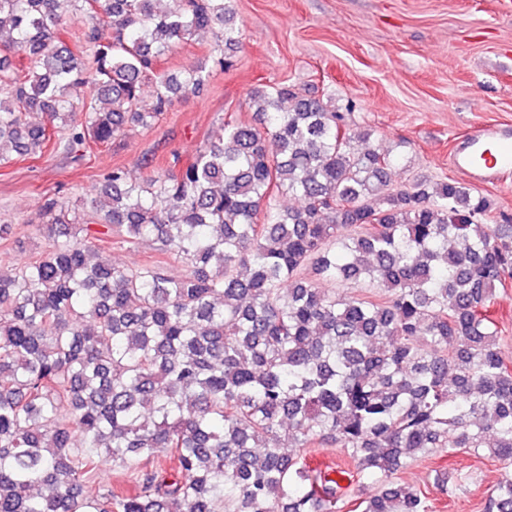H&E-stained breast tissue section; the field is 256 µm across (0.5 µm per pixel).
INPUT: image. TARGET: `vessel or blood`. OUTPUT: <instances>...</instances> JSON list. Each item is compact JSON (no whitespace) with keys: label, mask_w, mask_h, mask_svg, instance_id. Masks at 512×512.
Instances as JSON below:
<instances>
[{"label":"vessel or blood","mask_w":512,"mask_h":512,"mask_svg":"<svg viewBox=\"0 0 512 512\" xmlns=\"http://www.w3.org/2000/svg\"><path fill=\"white\" fill-rule=\"evenodd\" d=\"M452 164L474 182L498 180L512 169V135L493 128L481 130L458 149Z\"/></svg>","instance_id":"obj_1"}]
</instances>
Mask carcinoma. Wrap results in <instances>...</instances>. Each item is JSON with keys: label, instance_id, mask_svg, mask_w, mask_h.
<instances>
[{"label": "carcinoma", "instance_id": "carcinoma-1", "mask_svg": "<svg viewBox=\"0 0 512 512\" xmlns=\"http://www.w3.org/2000/svg\"><path fill=\"white\" fill-rule=\"evenodd\" d=\"M67 15L84 18L73 49ZM235 16L233 0H0V163L78 161L150 126L205 82L158 61L209 33L232 66ZM249 101L255 122H225L185 165L112 168L82 224L44 196L52 242L0 264V512H431L408 468L457 448L512 463V361L489 311L512 224L455 179L391 187L395 158L350 105L285 84ZM114 236L180 270L112 264ZM359 280L372 291L323 287ZM324 445L347 485L305 463ZM107 462L122 481L84 494ZM363 478L378 491L354 494ZM483 512H512L511 478Z\"/></svg>", "mask_w": 512, "mask_h": 512}]
</instances>
